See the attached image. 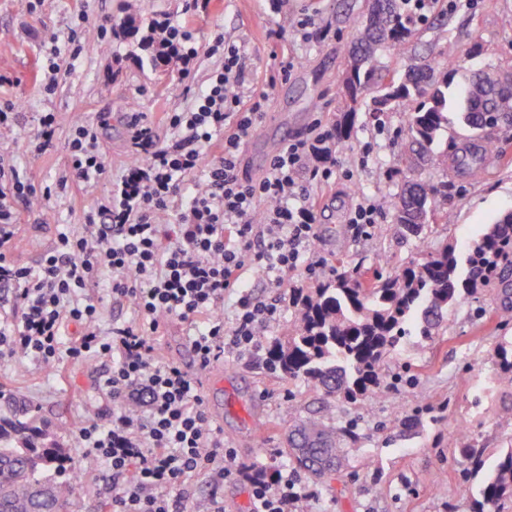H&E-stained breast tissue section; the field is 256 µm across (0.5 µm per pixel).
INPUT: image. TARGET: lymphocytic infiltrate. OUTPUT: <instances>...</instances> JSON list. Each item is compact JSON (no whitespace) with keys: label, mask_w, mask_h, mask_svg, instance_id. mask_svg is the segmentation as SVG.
<instances>
[{"label":"lymphocytic infiltrate","mask_w":512,"mask_h":512,"mask_svg":"<svg viewBox=\"0 0 512 512\" xmlns=\"http://www.w3.org/2000/svg\"><path fill=\"white\" fill-rule=\"evenodd\" d=\"M154 38L173 47L186 76L201 54L220 58L190 106L167 113L172 144H160L150 124L131 117V160L114 177L99 124H74L65 175L40 189L0 155V288L19 310L15 319H0V361L22 357L59 372L69 363L109 361L103 386L112 420L77 430L112 484L108 512H185L186 486L213 466L219 477L249 481L250 512H296L304 494L293 476L271 482L263 467L237 464L209 420L198 378L156 360L154 341L167 320L180 321L203 369L225 350L260 348L258 329L280 317L282 304L256 300L245 275L260 271L277 288L298 267L313 271L302 258L320 200L300 175L308 168L328 182L332 132L284 143L264 174L252 178L241 149L266 99L246 88L240 48L219 34L201 49L187 27L168 22L158 24ZM106 178L111 189L93 201L80 231H60L36 267L9 258L22 207ZM100 286L105 294H97ZM228 295L235 298L229 321ZM108 296L129 302L137 322L102 331L98 315ZM72 325L79 329L73 338Z\"/></svg>","instance_id":"1"}]
</instances>
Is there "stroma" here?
<instances>
[{
	"label": "stroma",
	"mask_w": 512,
	"mask_h": 512,
	"mask_svg": "<svg viewBox=\"0 0 512 512\" xmlns=\"http://www.w3.org/2000/svg\"><path fill=\"white\" fill-rule=\"evenodd\" d=\"M187 5L188 0H36L29 6L25 0H0V72L17 80L14 87L0 90V101H12L24 114L23 126L0 140V154L11 159L21 176L44 187L55 185L67 167V139L75 121L105 119L101 147L116 175L130 158L126 124L131 115L151 124L160 143L172 142L165 115L187 106L178 72L159 81L137 39L97 37L98 27H113L130 8L138 11L142 27L167 20L188 27L200 46L219 34L240 46L248 87L268 96L259 131L245 142L244 157L279 132L305 138L316 123H334L346 52L368 0H285L278 13L267 0H213L209 12L197 15ZM83 10L89 15L84 24L78 20ZM309 18L326 30V37L300 40L298 25ZM450 42L462 53L449 78L452 86L465 84L478 68L512 69V0H431L411 37L399 50L380 52L378 59L384 68L401 73L433 61ZM50 45L57 48L63 74L48 94L41 74ZM283 56L295 66L269 85ZM42 112L56 114L58 136L54 149L38 156L28 140ZM404 123V110L376 116L368 104L359 106L350 139L335 152L334 174L323 189L316 235L306 252L317 264L315 274H289L283 288L249 276L257 299L287 298L290 286L306 288L327 279L341 260L388 270L420 258L421 244L397 236L388 206L394 191L389 171L404 145L399 136ZM434 176L448 185L444 205L454 221L432 226L429 243L464 247L486 224L512 210V163L490 161L476 182L453 168ZM108 187L103 180L91 192L76 189L33 202L29 223L10 247L12 259L36 266L58 232L82 224L94 196ZM360 196L375 206L376 222L357 233L349 218ZM500 305L496 292L488 290L449 312L433 339L404 337L383 366L380 401L348 404L270 371L265 353L228 352L210 368L222 383L206 410L237 461L263 465L270 475L288 464L285 437L297 418L325 414L333 416L335 425L357 429L362 440L349 449L347 477L334 489L298 474L301 486L312 493L304 503L306 512H472L475 502L464 491L466 465L450 437L470 427L491 453L512 441V417L498 409L505 387L489 360L495 346L512 340V320L496 315ZM105 371V364L91 360L69 366L62 378L26 359L0 362V392L36 407L79 465L86 453L76 438L77 426L84 421L104 426L112 419V399L102 385ZM109 492L98 470L80 472L74 512H105Z\"/></svg>",
	"instance_id": "stroma-1"
}]
</instances>
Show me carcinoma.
<instances>
[{"label": "carcinoma", "mask_w": 512, "mask_h": 512, "mask_svg": "<svg viewBox=\"0 0 512 512\" xmlns=\"http://www.w3.org/2000/svg\"><path fill=\"white\" fill-rule=\"evenodd\" d=\"M412 21L398 0H373L368 15L355 24L341 93L344 104L334 125L336 144L351 136L357 104L371 96V112L382 115L410 105L404 126L405 149L393 166V220L406 240L425 242L434 223H451L444 206V185L425 180V166L453 161L470 179L484 172L485 160L504 154L488 129L512 130V74L491 82L489 71L472 73L461 92L460 122L473 133L453 153L437 154L435 145L448 126V76L435 78L436 66L404 75L377 65L380 47L395 46L411 34ZM505 263L512 265V211L486 225L461 252L452 243L427 247L422 257L390 272L366 275L363 267L340 270L313 288H296L294 317L285 335L267 347L268 364L291 381H306L327 396L347 403L382 396V366L400 340L412 332L429 339L438 335L448 312L487 290ZM501 381L512 387V347L491 354ZM361 435L351 426L336 427L312 415L288 435V457L294 469L331 485L343 479L346 446ZM455 447L481 477L474 512H502L512 502V442L487 463L486 447L463 431ZM70 465L58 433L25 402L0 395V512H71Z\"/></svg>", "instance_id": "obj_1"}]
</instances>
